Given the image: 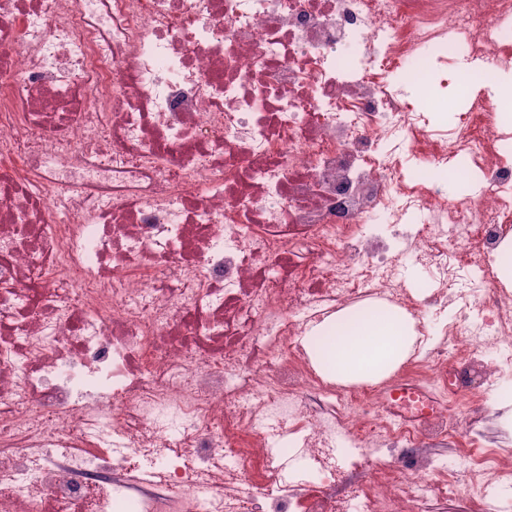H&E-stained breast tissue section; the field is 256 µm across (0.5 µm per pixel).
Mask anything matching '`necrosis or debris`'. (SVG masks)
Instances as JSON below:
<instances>
[{
    "label": "necrosis or debris",
    "instance_id": "necrosis-or-debris-1",
    "mask_svg": "<svg viewBox=\"0 0 512 512\" xmlns=\"http://www.w3.org/2000/svg\"><path fill=\"white\" fill-rule=\"evenodd\" d=\"M491 77L512 0H0V512H500L512 448L433 460L452 420L385 417L302 343L448 308L451 415L512 375ZM419 512H474L475 501L467 494H461L454 499H433L420 505Z\"/></svg>",
    "mask_w": 512,
    "mask_h": 512
}]
</instances>
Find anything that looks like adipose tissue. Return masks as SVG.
Returning <instances> with one entry per match:
<instances>
[{"instance_id":"ef3b65f1","label":"adipose tissue","mask_w":512,"mask_h":512,"mask_svg":"<svg viewBox=\"0 0 512 512\" xmlns=\"http://www.w3.org/2000/svg\"><path fill=\"white\" fill-rule=\"evenodd\" d=\"M317 359L340 378L375 379L413 350L408 325L385 308L353 310L309 336Z\"/></svg>"}]
</instances>
